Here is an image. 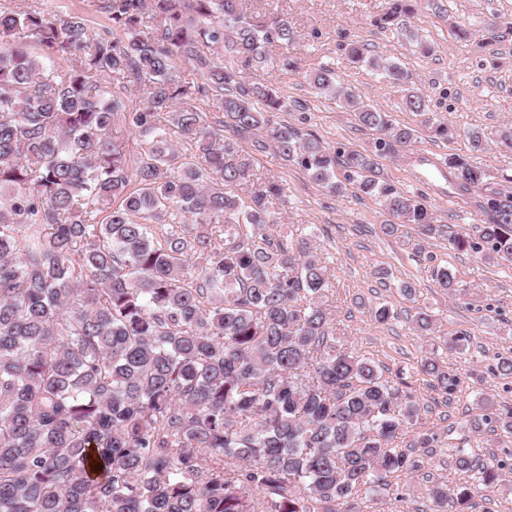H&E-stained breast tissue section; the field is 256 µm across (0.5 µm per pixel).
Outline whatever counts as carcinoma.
<instances>
[{
    "label": "carcinoma",
    "mask_w": 512,
    "mask_h": 512,
    "mask_svg": "<svg viewBox=\"0 0 512 512\" xmlns=\"http://www.w3.org/2000/svg\"><path fill=\"white\" fill-rule=\"evenodd\" d=\"M416 5L387 0L381 25L414 37ZM93 7L110 25L0 8V512H340L418 470L398 444L418 406L330 343L317 242L270 229L284 188L239 146L258 137L332 194L350 182L393 217L384 234L413 224L429 239L433 210L379 162L418 143L416 130L323 65L310 87L374 131L373 145L331 152L274 121L285 98L244 74L294 31L251 20L243 0ZM209 44L233 63L204 54ZM178 58L202 82L182 79ZM348 58L407 87L408 111L425 110L405 67L359 45ZM118 121L148 145L135 161ZM448 167L467 191L488 178L468 157ZM486 208L481 242L449 241L512 261V200ZM436 280L456 293L448 267ZM422 372L447 393L458 386L435 359ZM454 457L474 482L434 485L431 512H467L502 481L474 451Z\"/></svg>",
    "instance_id": "obj_1"
}]
</instances>
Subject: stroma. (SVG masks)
I'll list each match as a JSON object with an SVG mask.
<instances>
[{
	"mask_svg": "<svg viewBox=\"0 0 512 512\" xmlns=\"http://www.w3.org/2000/svg\"><path fill=\"white\" fill-rule=\"evenodd\" d=\"M385 6L386 0H246L252 15L288 19L297 33L288 55L299 66L284 69L274 54L250 68L245 78L275 86L288 101L301 102V109L279 113V120L316 134L331 150L370 146L374 134L360 128L334 99L313 93L306 76L322 64L377 111L415 129L414 151L383 158L381 168L397 189L431 205L441 235L426 239L407 225L400 237L386 236L381 226L389 216L373 198L352 188L331 195L273 148H258L251 139L241 146L253 155L262 175L284 187L274 207L278 222L294 234L314 235L322 248L337 346L400 374L404 393L418 406L419 419L404 430L400 446L409 447L427 430L438 437L434 447L421 452L419 470L392 479L371 500L355 499L353 512H431L434 484L453 487L464 481L453 460L456 448L473 449L508 469L505 482L478 494L470 512H512V436L493 422L478 433L469 426L481 397L493 398L499 408L512 407V377L493 373L499 357L512 356V261L479 260L448 242L457 233L479 240L483 226L493 219L484 206L486 198L512 194V183L506 181L512 176V153L474 155L466 138L445 140L433 133L445 122L492 139L512 126V35L491 25L494 15H512V0H421L410 19L419 36L415 43L380 26ZM456 22L473 31L471 42L455 39L451 26ZM350 43L408 69L427 100L426 110H406L402 87L351 64L345 50ZM469 154L490 176L482 189L466 192L458 187L448 158ZM441 265L455 273L457 295L439 288L434 271ZM408 282L416 289L411 297L403 291ZM381 306L392 313L383 324L373 318ZM421 308L435 319L431 332H420L414 324ZM462 332L469 336L466 350L449 352V340ZM427 358L457 373L460 384L454 392L431 387L420 370Z\"/></svg>",
	"mask_w": 512,
	"mask_h": 512,
	"instance_id": "stroma-1",
	"label": "stroma"
}]
</instances>
